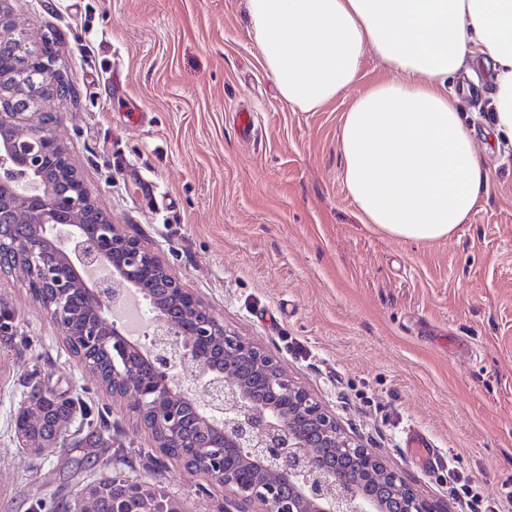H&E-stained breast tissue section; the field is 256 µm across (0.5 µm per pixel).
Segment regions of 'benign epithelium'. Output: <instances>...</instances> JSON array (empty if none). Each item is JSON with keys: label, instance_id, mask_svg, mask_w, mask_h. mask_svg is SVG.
<instances>
[{"label": "benign epithelium", "instance_id": "7a95c632", "mask_svg": "<svg viewBox=\"0 0 512 512\" xmlns=\"http://www.w3.org/2000/svg\"><path fill=\"white\" fill-rule=\"evenodd\" d=\"M56 44L46 36L33 49L11 0H0V261L44 289L34 298L60 327L71 318L70 289H82L95 316L82 329L83 363L112 350V376L123 383L112 396L134 397L169 448L182 447L181 411L195 407L201 425L224 435V455L200 449L193 467L220 480L240 512H437L97 206L54 133L52 103L74 93L55 68ZM16 60L24 67H12ZM132 291L153 298L148 347L110 318ZM256 468L268 477L251 486L244 477Z\"/></svg>", "mask_w": 512, "mask_h": 512}]
</instances>
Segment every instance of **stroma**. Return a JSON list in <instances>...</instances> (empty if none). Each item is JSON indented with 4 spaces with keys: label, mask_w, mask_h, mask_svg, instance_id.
<instances>
[{
    "label": "stroma",
    "mask_w": 512,
    "mask_h": 512,
    "mask_svg": "<svg viewBox=\"0 0 512 512\" xmlns=\"http://www.w3.org/2000/svg\"><path fill=\"white\" fill-rule=\"evenodd\" d=\"M12 6L32 39L57 35L75 93L56 102L55 132L97 205L423 496L459 512L455 470L495 512H512V145L479 139L489 192L467 224L440 241L403 240L365 223L344 184L349 96L316 112L282 102L244 0ZM477 79L457 93L486 129L492 76ZM242 108L254 116L248 140ZM0 310L12 325L0 336V512H50L57 489L115 472L163 486L182 512L233 507L222 486L156 452L134 398L97 384L21 269L0 270ZM32 381L82 401V435L106 443L23 450L14 417ZM410 427L439 449L437 466L409 455Z\"/></svg>",
    "instance_id": "35a3bbf8"
}]
</instances>
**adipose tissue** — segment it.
<instances>
[{"instance_id": "obj_1", "label": "adipose tissue", "mask_w": 512, "mask_h": 512, "mask_svg": "<svg viewBox=\"0 0 512 512\" xmlns=\"http://www.w3.org/2000/svg\"><path fill=\"white\" fill-rule=\"evenodd\" d=\"M246 11L282 101L313 112L351 93L339 151L366 223L415 242L465 224L488 178L453 84L491 66V132L512 143V0H246ZM371 53L400 80L360 86Z\"/></svg>"}]
</instances>
